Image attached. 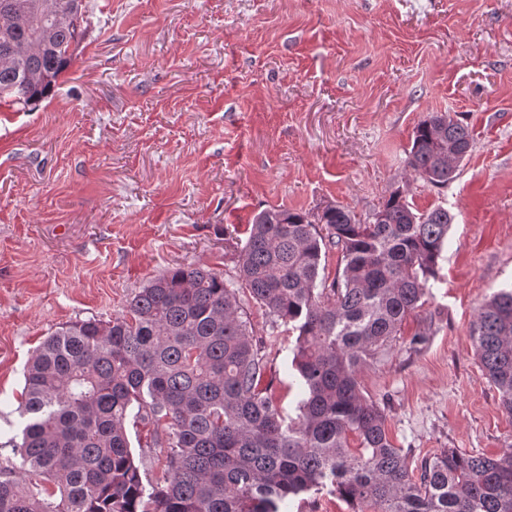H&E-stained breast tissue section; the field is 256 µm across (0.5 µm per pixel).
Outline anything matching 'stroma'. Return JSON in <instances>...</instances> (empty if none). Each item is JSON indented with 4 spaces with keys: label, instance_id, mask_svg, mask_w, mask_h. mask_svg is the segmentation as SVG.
<instances>
[{
    "label": "stroma",
    "instance_id": "35a3bbf8",
    "mask_svg": "<svg viewBox=\"0 0 512 512\" xmlns=\"http://www.w3.org/2000/svg\"><path fill=\"white\" fill-rule=\"evenodd\" d=\"M86 3L53 91L0 104V464L47 336L121 316L182 265L236 281L234 247L264 209L332 204L363 220L395 190L455 221L424 305L368 360L362 392L414 460L511 450L512 417L470 326L512 286V0ZM429 112L473 137L441 189L407 165ZM239 299L265 378L295 414L294 339Z\"/></svg>",
    "mask_w": 512,
    "mask_h": 512
}]
</instances>
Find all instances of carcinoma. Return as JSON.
I'll use <instances>...</instances> for the list:
<instances>
[{
    "label": "carcinoma",
    "instance_id": "carcinoma-1",
    "mask_svg": "<svg viewBox=\"0 0 512 512\" xmlns=\"http://www.w3.org/2000/svg\"><path fill=\"white\" fill-rule=\"evenodd\" d=\"M66 4L0 0V100L39 101L71 65L86 5ZM472 143L460 120L429 112L408 165L446 187ZM454 219L442 206L418 212L398 190L364 221L338 205L264 209L238 253L241 283L179 266L121 316L56 330L24 375L19 463L0 468V512H286L328 486L372 512H512L511 450L450 448L415 466L360 387L367 359L422 307ZM331 247L344 267L329 282ZM241 291L295 336L294 418L262 385ZM470 339L512 417V288L481 305ZM130 417L163 453L161 483L135 462Z\"/></svg>",
    "mask_w": 512,
    "mask_h": 512
}]
</instances>
